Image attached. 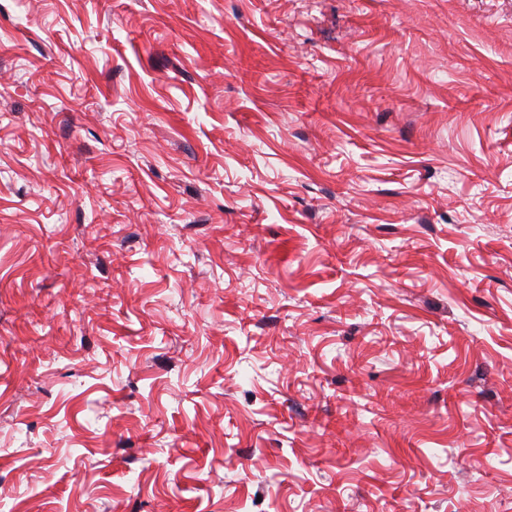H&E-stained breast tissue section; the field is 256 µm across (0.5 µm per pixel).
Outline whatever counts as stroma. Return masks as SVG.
<instances>
[{"label":"stroma","mask_w":512,"mask_h":512,"mask_svg":"<svg viewBox=\"0 0 512 512\" xmlns=\"http://www.w3.org/2000/svg\"><path fill=\"white\" fill-rule=\"evenodd\" d=\"M0 512H512V0H0Z\"/></svg>","instance_id":"1"}]
</instances>
